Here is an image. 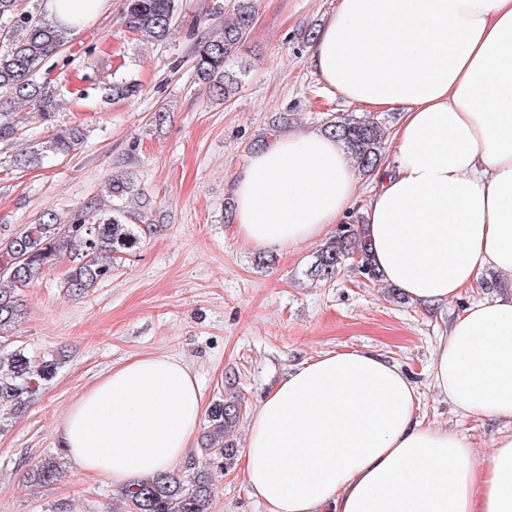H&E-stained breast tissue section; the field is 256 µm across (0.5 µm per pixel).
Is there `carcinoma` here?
<instances>
[{
	"label": "carcinoma",
	"mask_w": 512,
	"mask_h": 512,
	"mask_svg": "<svg viewBox=\"0 0 512 512\" xmlns=\"http://www.w3.org/2000/svg\"><path fill=\"white\" fill-rule=\"evenodd\" d=\"M42 2L0 0V143L16 140L19 110L31 108L47 120L57 108V89L39 75L47 64L58 63L73 25L49 17ZM257 13V0H233L229 8L217 11L222 32L196 44V80L210 96L225 102L242 88V72L229 66L244 46ZM176 22V0H124L125 28L148 42L165 41ZM140 91L137 80L126 77L102 88L103 96L114 100L131 99ZM287 124L288 113L276 114L253 145L269 144ZM323 131L342 143L361 174L366 176L381 165L384 133L378 119L339 115L327 121ZM83 136L78 124L59 128L37 148L16 155L14 164L28 168L41 164L49 155H67L79 148ZM134 192L131 177L122 173L110 179L112 199L132 203L140 211L150 209V200H138ZM140 234L141 227L128 221L123 208L95 215L76 214L66 224L47 211L37 223L26 225L0 245V275L10 282V287L0 288V430L9 419L25 412L30 398L55 377L62 364L60 356L35 360L13 341V330L23 314L17 289L41 279L68 256L73 264L64 277V287L74 295L84 294L110 276L112 260L136 250ZM355 255L363 277L381 281L358 216L337 225L334 234L320 245L308 276L325 281ZM240 411L241 405L235 401L219 400L211 405L200 438L208 455L217 460L233 457L236 448L229 433ZM62 468V457L49 455L27 472V483L35 488L48 487L58 480ZM213 497L214 483L205 470L185 479L159 473L125 489L114 508L118 512H210Z\"/></svg>",
	"instance_id": "1"
}]
</instances>
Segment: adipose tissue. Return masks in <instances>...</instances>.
<instances>
[{
	"instance_id": "ef3b65f1",
	"label": "adipose tissue",
	"mask_w": 512,
	"mask_h": 512,
	"mask_svg": "<svg viewBox=\"0 0 512 512\" xmlns=\"http://www.w3.org/2000/svg\"><path fill=\"white\" fill-rule=\"evenodd\" d=\"M310 65L347 102L400 112L392 160L364 197L336 138L300 130L255 148L228 185L237 235L289 250L361 214L384 281L432 307L501 272L502 295L440 338L430 379L460 416L512 419V0H337ZM419 405L382 355L312 358L252 414L246 484L266 512H512V434L483 457ZM203 409L187 365L146 355L88 389L59 438L121 488L171 471Z\"/></svg>"
}]
</instances>
